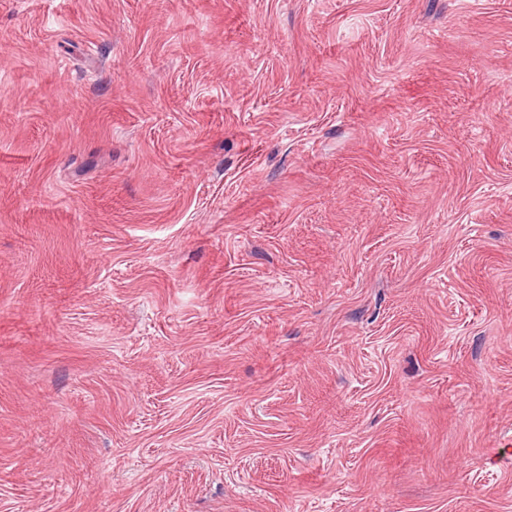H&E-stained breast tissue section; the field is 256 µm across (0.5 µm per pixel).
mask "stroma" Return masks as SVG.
<instances>
[{"label": "stroma", "mask_w": 512, "mask_h": 512, "mask_svg": "<svg viewBox=\"0 0 512 512\" xmlns=\"http://www.w3.org/2000/svg\"><path fill=\"white\" fill-rule=\"evenodd\" d=\"M512 0H0V512H512Z\"/></svg>", "instance_id": "obj_1"}]
</instances>
